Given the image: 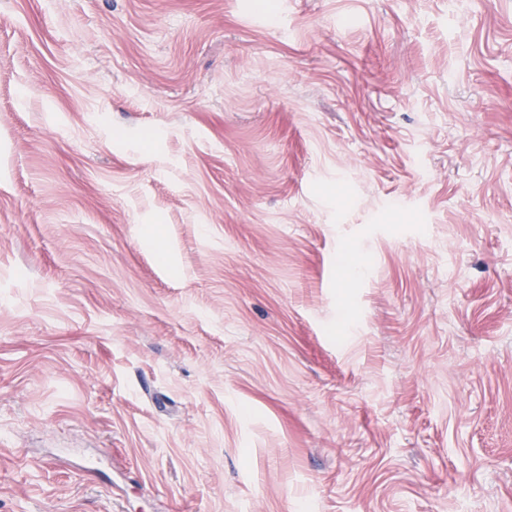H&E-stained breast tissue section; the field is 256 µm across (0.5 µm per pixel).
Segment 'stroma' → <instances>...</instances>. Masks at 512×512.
<instances>
[{
    "label": "stroma",
    "instance_id": "stroma-1",
    "mask_svg": "<svg viewBox=\"0 0 512 512\" xmlns=\"http://www.w3.org/2000/svg\"><path fill=\"white\" fill-rule=\"evenodd\" d=\"M0 512H512V0H0Z\"/></svg>",
    "mask_w": 512,
    "mask_h": 512
}]
</instances>
